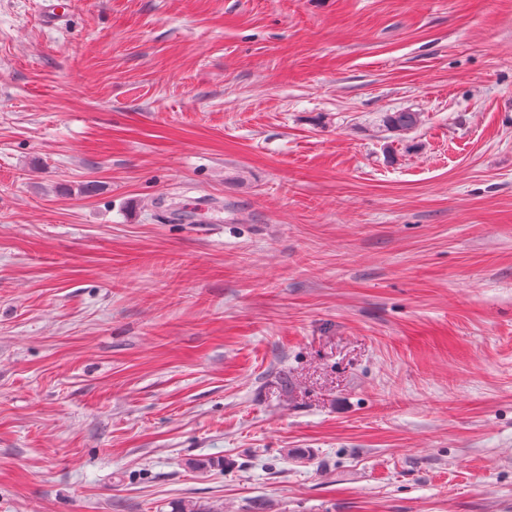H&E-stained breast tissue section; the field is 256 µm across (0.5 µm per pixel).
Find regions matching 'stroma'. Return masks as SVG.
<instances>
[{
  "mask_svg": "<svg viewBox=\"0 0 512 512\" xmlns=\"http://www.w3.org/2000/svg\"><path fill=\"white\" fill-rule=\"evenodd\" d=\"M45 3L0 0V512H512V0ZM388 131L398 135L405 134L416 129L422 123V115L419 112H390L383 120Z\"/></svg>",
  "mask_w": 512,
  "mask_h": 512,
  "instance_id": "1",
  "label": "stroma"
}]
</instances>
